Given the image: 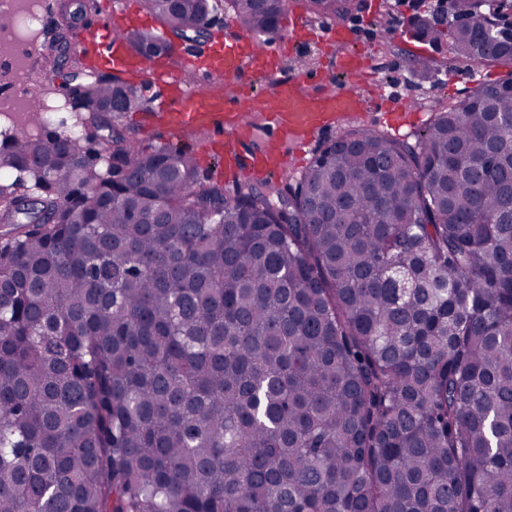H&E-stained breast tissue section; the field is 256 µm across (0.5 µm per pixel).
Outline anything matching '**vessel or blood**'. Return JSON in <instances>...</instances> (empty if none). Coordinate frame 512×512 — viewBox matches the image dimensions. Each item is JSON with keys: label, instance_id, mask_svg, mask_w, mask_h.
Masks as SVG:
<instances>
[{"label": "vessel or blood", "instance_id": "obj_1", "mask_svg": "<svg viewBox=\"0 0 512 512\" xmlns=\"http://www.w3.org/2000/svg\"><path fill=\"white\" fill-rule=\"evenodd\" d=\"M144 18L105 14L96 27L87 29L84 38L101 45L103 60L118 74L135 72L158 88L164 101V118L173 130H202L210 141H223L224 152L237 159L235 141L240 136L234 100L224 94V81L236 79L243 68L269 75L277 71L280 58L293 44L286 38L271 47L257 48L254 39L240 35L224 47L205 52L184 49L175 55L146 58L132 52L119 33L144 26ZM210 77V84L195 93L183 87L184 71ZM377 97L356 90L307 94L299 81H276L265 109L268 136L263 149L247 166L249 174L268 177L287 167L288 147L304 149L323 127L343 121L355 112L374 111Z\"/></svg>", "mask_w": 512, "mask_h": 512}]
</instances>
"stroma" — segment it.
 <instances>
[{
    "label": "stroma",
    "mask_w": 512,
    "mask_h": 512,
    "mask_svg": "<svg viewBox=\"0 0 512 512\" xmlns=\"http://www.w3.org/2000/svg\"><path fill=\"white\" fill-rule=\"evenodd\" d=\"M42 43L44 59L36 66V83L33 94L43 101L63 102L73 89L71 78L60 77L58 55V26L62 21L63 7L74 6L76 0H45ZM409 12L398 0H359L355 19L349 22V41L325 48L316 33L334 24L331 16H319L308 11L304 0H286L282 28H290L296 20H305L309 31L298 33L294 48L282 59L280 77H303L304 88L310 92L348 89L351 86L367 88L378 82L387 99L386 110L367 112L355 118L354 123L363 128L388 132L387 109L405 108L417 113L418 118L404 127L401 138L414 139L429 123L436 107L451 100H460L470 95L476 86L491 83L512 73V67L504 64L478 66L456 60L447 47H436L417 41L411 34ZM368 48V66L350 79L337 73L336 64L343 54ZM419 55L435 59L430 76L415 72L412 60ZM142 110L125 113L124 124L130 127L142 146H157L169 143L183 148L199 164L201 179L220 178L232 183L233 176L224 166L223 153L207 151V134L201 131L176 133L161 119L155 107L158 93L144 89Z\"/></svg>",
    "instance_id": "35a3bbf8"
}]
</instances>
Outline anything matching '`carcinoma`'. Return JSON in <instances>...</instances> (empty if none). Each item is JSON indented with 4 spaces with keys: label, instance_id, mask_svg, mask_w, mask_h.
Instances as JSON below:
<instances>
[{
    "label": "carcinoma",
    "instance_id": "obj_1",
    "mask_svg": "<svg viewBox=\"0 0 512 512\" xmlns=\"http://www.w3.org/2000/svg\"><path fill=\"white\" fill-rule=\"evenodd\" d=\"M143 2L263 43L285 0ZM479 2L412 34L511 65L512 0ZM84 97L0 141V512H512V75L231 191L114 124L138 87Z\"/></svg>",
    "mask_w": 512,
    "mask_h": 512
}]
</instances>
